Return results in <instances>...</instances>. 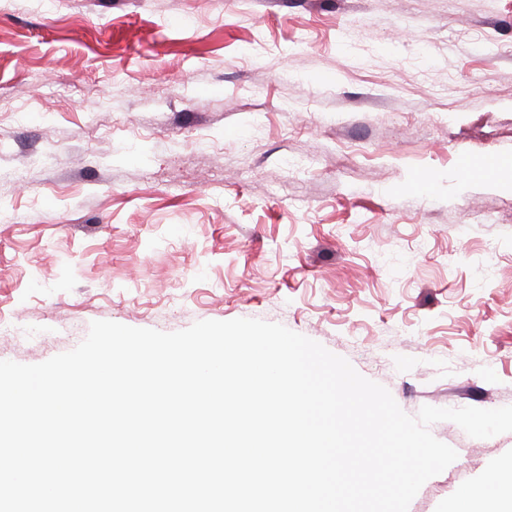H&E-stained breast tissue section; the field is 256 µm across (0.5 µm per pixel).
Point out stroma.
Here are the masks:
<instances>
[{"label": "stroma", "mask_w": 512, "mask_h": 512, "mask_svg": "<svg viewBox=\"0 0 512 512\" xmlns=\"http://www.w3.org/2000/svg\"><path fill=\"white\" fill-rule=\"evenodd\" d=\"M512 0H0V360L281 324L408 415L512 405ZM433 182V194L418 186ZM408 512H451L512 432Z\"/></svg>", "instance_id": "obj_1"}]
</instances>
